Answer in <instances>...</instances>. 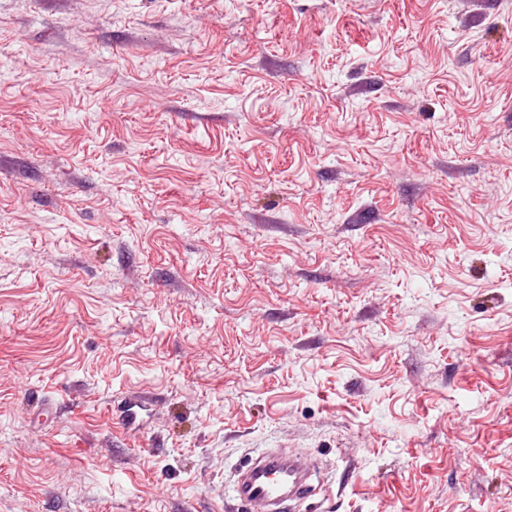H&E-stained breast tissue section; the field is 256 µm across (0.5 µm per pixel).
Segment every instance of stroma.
Returning <instances> with one entry per match:
<instances>
[{"mask_svg": "<svg viewBox=\"0 0 512 512\" xmlns=\"http://www.w3.org/2000/svg\"><path fill=\"white\" fill-rule=\"evenodd\" d=\"M512 512V0H0V512ZM313 492L309 464L298 455H268L248 463L235 489L251 512H270L278 505L292 511Z\"/></svg>", "mask_w": 512, "mask_h": 512, "instance_id": "1", "label": "stroma"}]
</instances>
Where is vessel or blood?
Returning a JSON list of instances; mask_svg holds the SVG:
<instances>
[{
  "instance_id": "vessel-or-blood-1",
  "label": "vessel or blood",
  "mask_w": 512,
  "mask_h": 512,
  "mask_svg": "<svg viewBox=\"0 0 512 512\" xmlns=\"http://www.w3.org/2000/svg\"><path fill=\"white\" fill-rule=\"evenodd\" d=\"M313 492L309 464L298 455H268L248 463L235 489L250 512H272L277 506L294 512L297 504L309 499Z\"/></svg>"
}]
</instances>
